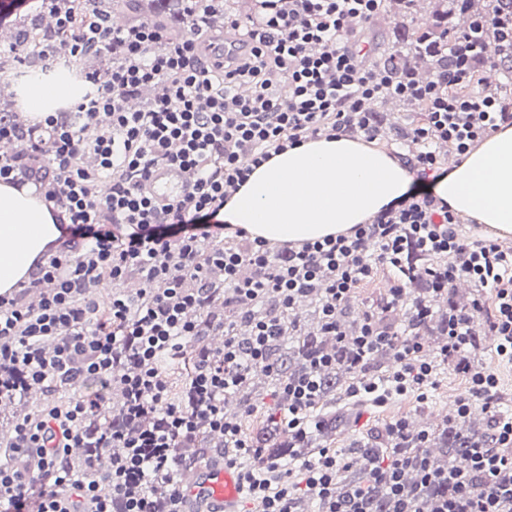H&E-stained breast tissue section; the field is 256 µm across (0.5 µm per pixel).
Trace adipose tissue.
Masks as SVG:
<instances>
[{
	"mask_svg": "<svg viewBox=\"0 0 512 512\" xmlns=\"http://www.w3.org/2000/svg\"><path fill=\"white\" fill-rule=\"evenodd\" d=\"M81 96L68 78H33L22 89L24 119L35 123ZM409 171L360 138L319 137L274 155L228 199L219 218L251 237L301 244L349 234L404 196ZM434 195L499 237H512V126L501 125L448 174ZM60 235L57 210L35 185L0 182V294L27 281Z\"/></svg>",
	"mask_w": 512,
	"mask_h": 512,
	"instance_id": "1",
	"label": "adipose tissue"
}]
</instances>
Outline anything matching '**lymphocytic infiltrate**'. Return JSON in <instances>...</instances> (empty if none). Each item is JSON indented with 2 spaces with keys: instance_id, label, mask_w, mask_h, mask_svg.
Here are the masks:
<instances>
[{
  "instance_id": "1",
  "label": "lymphocytic infiltrate",
  "mask_w": 512,
  "mask_h": 512,
  "mask_svg": "<svg viewBox=\"0 0 512 512\" xmlns=\"http://www.w3.org/2000/svg\"><path fill=\"white\" fill-rule=\"evenodd\" d=\"M40 2L54 19L45 53L67 61L93 53L112 67L72 110L27 131L0 116V141L19 144L0 156V181L33 182L60 212L58 246L38 261L32 282L41 291L38 304L0 295V400L52 382L93 380L99 390L17 423L0 457V512H181L177 450L204 428L223 434L224 460L239 467L247 512H299L306 495L319 512H371L379 492L385 512H512V414L500 409L496 374L463 357L476 336L474 314L488 304L495 352L512 364V247L470 237L457 213L422 189L352 234L298 247L273 248L218 219L231 193L275 154L322 135L381 140L369 105L383 95L425 112L410 131L420 146L411 162L418 181L445 175L442 149L466 155L512 124V96L481 77L494 67L512 79V0H486L478 21L447 42H431L434 55H447L453 67L447 79L428 81L406 66H371L363 53L360 28L384 11L386 0H182L189 34L177 43L144 19L116 28L110 11L82 14L59 0ZM227 26L256 39L230 62L205 47ZM145 88L152 97L129 110L128 101ZM163 167L185 173L179 198L151 192ZM379 266L395 273L394 285L349 333L340 313ZM130 275L140 281L137 292L113 293L104 310L90 299L102 281ZM417 279L429 288L413 299L407 287ZM462 280L482 295L468 307L449 305L440 359L455 361L468 380L456 419L478 405L491 427L489 437L473 436L465 465L433 469L429 433L402 419L387 427L391 448L357 459L332 448L305 452L309 430L319 425L312 411L322 375L336 363L351 374L349 396L368 395L378 404L407 394L427 400L437 367L422 358L423 338L413 328ZM314 289L320 329L343 358L317 356L282 383L289 452L270 457L225 417L224 396L264 363L276 329L296 325V304ZM221 300H272L280 315L247 317L243 341L217 316ZM403 304L412 328L397 332L385 316ZM206 325L223 330L224 346L201 355L182 400L173 401L163 363L182 360ZM384 351L395 368L368 377L365 366ZM114 382L123 388L129 426L96 435L104 478H84L68 450L86 447L84 427ZM356 464L365 480L338 491L341 473ZM409 469L421 485L443 486L444 496H407Z\"/></svg>"
}]
</instances>
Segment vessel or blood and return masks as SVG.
<instances>
[{
    "mask_svg": "<svg viewBox=\"0 0 512 512\" xmlns=\"http://www.w3.org/2000/svg\"><path fill=\"white\" fill-rule=\"evenodd\" d=\"M154 193L175 195L183 189V175L160 170L153 178ZM183 512H239L240 484L236 470L223 462L183 476L180 482Z\"/></svg>",
    "mask_w": 512,
    "mask_h": 512,
    "instance_id": "obj_1",
    "label": "vessel or blood"
}]
</instances>
